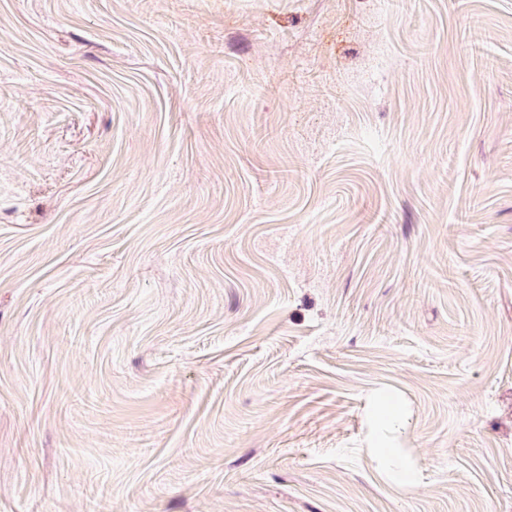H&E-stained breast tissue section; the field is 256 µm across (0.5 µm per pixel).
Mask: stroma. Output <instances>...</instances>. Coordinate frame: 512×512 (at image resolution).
Here are the masks:
<instances>
[{
  "label": "stroma",
  "instance_id": "35a3bbf8",
  "mask_svg": "<svg viewBox=\"0 0 512 512\" xmlns=\"http://www.w3.org/2000/svg\"><path fill=\"white\" fill-rule=\"evenodd\" d=\"M0 512H512V0H0Z\"/></svg>",
  "mask_w": 512,
  "mask_h": 512
}]
</instances>
